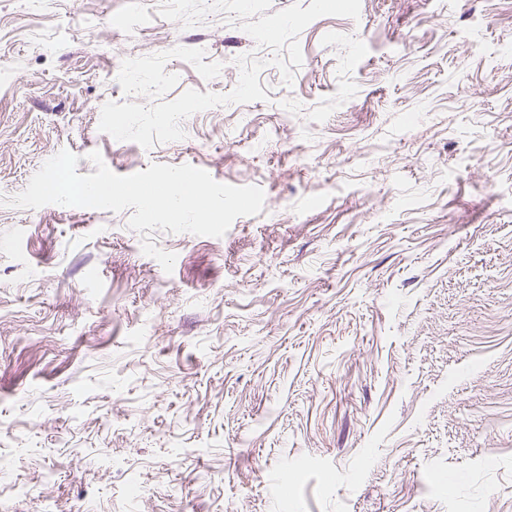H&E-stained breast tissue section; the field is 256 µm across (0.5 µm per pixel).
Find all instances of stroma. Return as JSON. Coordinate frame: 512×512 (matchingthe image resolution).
Here are the masks:
<instances>
[{"label":"stroma","mask_w":512,"mask_h":512,"mask_svg":"<svg viewBox=\"0 0 512 512\" xmlns=\"http://www.w3.org/2000/svg\"><path fill=\"white\" fill-rule=\"evenodd\" d=\"M266 100L149 149L99 131L236 86L259 45L158 0H0V195L92 173L257 185L219 238L0 205V512H512V0H361Z\"/></svg>","instance_id":"35a3bbf8"}]
</instances>
